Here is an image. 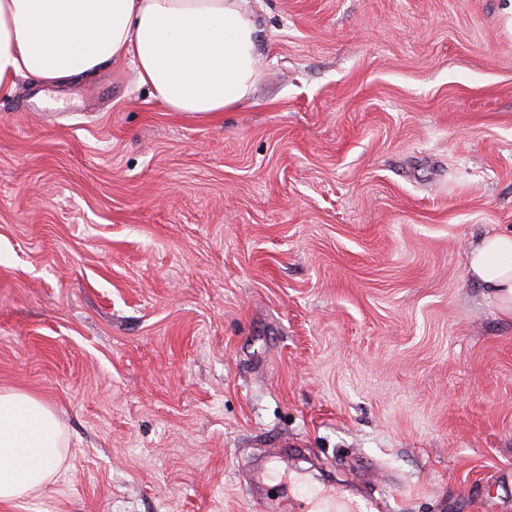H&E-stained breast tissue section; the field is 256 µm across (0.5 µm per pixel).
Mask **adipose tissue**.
Instances as JSON below:
<instances>
[{
  "mask_svg": "<svg viewBox=\"0 0 512 512\" xmlns=\"http://www.w3.org/2000/svg\"><path fill=\"white\" fill-rule=\"evenodd\" d=\"M257 33L245 0H0V94L20 76L58 85L125 61L171 111L227 112L259 77ZM468 269L512 314V233L474 239ZM66 446L43 402L0 392V500L40 488Z\"/></svg>",
  "mask_w": 512,
  "mask_h": 512,
  "instance_id": "1",
  "label": "adipose tissue"
}]
</instances>
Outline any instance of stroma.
I'll return each mask as SVG.
<instances>
[{"instance_id": "obj_1", "label": "stroma", "mask_w": 512, "mask_h": 512, "mask_svg": "<svg viewBox=\"0 0 512 512\" xmlns=\"http://www.w3.org/2000/svg\"><path fill=\"white\" fill-rule=\"evenodd\" d=\"M216 118L125 63L0 95V391L67 453L0 512H512V0H249ZM471 277L486 290V298L502 313L512 314V233L474 239L468 250Z\"/></svg>"}]
</instances>
